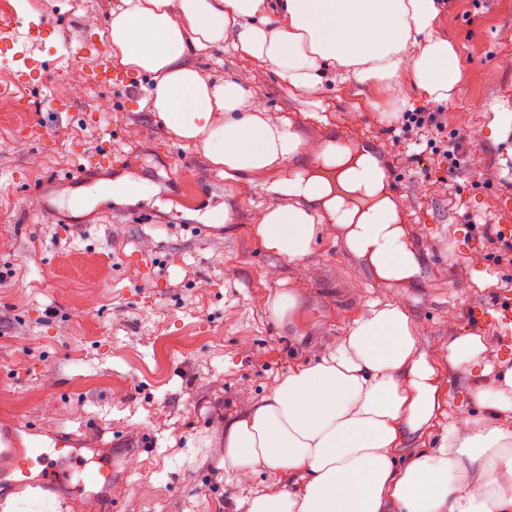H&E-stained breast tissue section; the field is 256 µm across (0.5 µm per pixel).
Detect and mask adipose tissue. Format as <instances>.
Segmentation results:
<instances>
[{
    "label": "adipose tissue",
    "instance_id": "1",
    "mask_svg": "<svg viewBox=\"0 0 512 512\" xmlns=\"http://www.w3.org/2000/svg\"><path fill=\"white\" fill-rule=\"evenodd\" d=\"M439 0H122L108 35L123 68L147 76L152 107L177 140L202 147L226 180L264 178L291 197L262 209L251 234L293 262L311 251L316 212L384 281L416 272L399 206L366 153L328 142L305 146L288 120L271 121L248 78L209 81L190 52L230 46L269 68L288 89L314 95L328 72L356 83L407 75L430 100L452 97L461 70L438 32ZM314 158L285 176L301 152ZM487 345L448 337L443 360L417 350V327L399 304L354 318L336 347L289 367L271 394L224 419L225 472L261 465L295 477L238 501L240 512H512V368L475 393L497 418L450 424L430 452L404 453L442 413V372L478 365Z\"/></svg>",
    "mask_w": 512,
    "mask_h": 512
}]
</instances>
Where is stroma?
<instances>
[{"label":"stroma","mask_w":512,"mask_h":512,"mask_svg":"<svg viewBox=\"0 0 512 512\" xmlns=\"http://www.w3.org/2000/svg\"><path fill=\"white\" fill-rule=\"evenodd\" d=\"M116 7L40 0L27 15L47 16L59 39L77 30L104 41ZM438 30L463 72L445 102L403 78L357 88L339 74L309 97L228 47L190 58L204 75H253L268 116L291 121L304 142L353 143L389 168L408 245L429 256L405 288L376 278L329 223L301 260L263 249L249 226L288 198L258 187L240 194L200 147L174 140L150 105L146 78L78 92L65 68L22 90L24 112L0 126V430L17 431L26 448L72 433L111 457V479L98 476L65 512H234L237 500L287 485L281 471L219 468L224 418L268 396L289 366L331 351L375 304L403 305L428 356L443 357L453 332L480 334L488 346L492 372L444 376L445 414L421 444L431 446L463 412L495 425L472 389L494 387L497 372L512 367V350L477 314L512 294V264L499 262L482 234L487 224L512 225V128L500 142L487 129L493 112L512 111V0H452ZM53 98L69 111L52 109ZM95 101L107 103V115H91ZM404 111L442 112L449 132L467 130L457 165L421 144L423 160H407L393 131ZM35 125L45 142L28 139ZM104 148L124 164L90 179L131 177L150 186L149 197L125 203L98 194L84 209L46 217L43 201L66 195L49 176ZM218 205L230 224L204 220ZM283 291L295 293L298 307L281 320L271 304ZM27 423L39 436L24 432Z\"/></svg>","instance_id":"obj_1"}]
</instances>
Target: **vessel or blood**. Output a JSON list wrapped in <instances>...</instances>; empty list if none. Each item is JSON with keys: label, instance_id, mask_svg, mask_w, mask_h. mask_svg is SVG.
<instances>
[{"label": "vessel or blood", "instance_id": "b4317fda", "mask_svg": "<svg viewBox=\"0 0 512 512\" xmlns=\"http://www.w3.org/2000/svg\"><path fill=\"white\" fill-rule=\"evenodd\" d=\"M46 22H32L19 17L0 22V62L10 67L12 83L16 88H27L32 79L47 73L44 46L40 39L46 31ZM55 63L68 67L83 60H90L84 78L89 87L102 88L123 81V74L114 72L107 44L89 42L81 35L70 36L54 49ZM484 320L493 323L501 334L503 344L512 343V297L498 298L492 305L481 308ZM52 446L56 462L46 465L41 472H34L32 457L26 456L17 435L0 434V472L10 476L16 493L53 500L60 485L69 482L71 470L79 466L77 438L66 434L54 438Z\"/></svg>", "mask_w": 512, "mask_h": 512}]
</instances>
